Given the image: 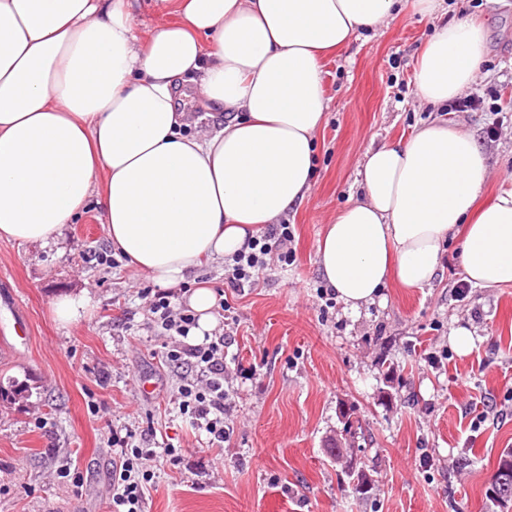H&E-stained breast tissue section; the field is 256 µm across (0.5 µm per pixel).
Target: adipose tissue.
Instances as JSON below:
<instances>
[{
  "label": "adipose tissue",
  "mask_w": 512,
  "mask_h": 512,
  "mask_svg": "<svg viewBox=\"0 0 512 512\" xmlns=\"http://www.w3.org/2000/svg\"><path fill=\"white\" fill-rule=\"evenodd\" d=\"M157 7L177 22L144 32L132 0H0V241L48 244L94 200L114 250L166 289L311 193L322 60L398 0ZM486 46L471 22L440 26L417 60L419 100L465 94ZM190 95L228 121L184 133ZM490 174L475 137L445 122L367 149L360 197L319 241L326 287L354 310L425 287L460 227L465 280L512 287V190L480 203Z\"/></svg>",
  "instance_id": "obj_1"
}]
</instances>
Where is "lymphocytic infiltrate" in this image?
<instances>
[{"mask_svg":"<svg viewBox=\"0 0 512 512\" xmlns=\"http://www.w3.org/2000/svg\"><path fill=\"white\" fill-rule=\"evenodd\" d=\"M293 240L294 235L286 223L273 225L262 235L253 237L246 250L227 262L225 270L231 286L240 290L254 287L270 254H277L281 262L292 264L295 260ZM171 298L170 291L155 289L149 311L154 327L165 338L162 359L167 364L190 370L177 389L179 410L195 427L206 431L211 446L223 447L233 431L224 418L229 399L224 387L225 339L215 335L199 344L188 343L187 338L198 318L190 309L174 307ZM108 441L117 449L110 477V512H143L145 489L154 477V463L163 458L175 465L182 454L174 448L160 453L155 447L137 445L129 433H111Z\"/></svg>","mask_w":512,"mask_h":512,"instance_id":"f902f5d3","label":"lymphocytic infiltrate"}]
</instances>
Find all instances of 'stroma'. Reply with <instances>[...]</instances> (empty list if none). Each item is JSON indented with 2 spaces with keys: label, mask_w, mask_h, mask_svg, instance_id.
I'll list each match as a JSON object with an SVG mask.
<instances>
[{
  "label": "stroma",
  "mask_w": 512,
  "mask_h": 512,
  "mask_svg": "<svg viewBox=\"0 0 512 512\" xmlns=\"http://www.w3.org/2000/svg\"><path fill=\"white\" fill-rule=\"evenodd\" d=\"M444 19L473 21L487 34L480 78L468 91L483 108L418 100L414 68L436 23L402 0L387 25L359 32L324 62L331 107L313 191L285 218L295 262L270 260L257 285L240 292L217 261L179 291L184 304L205 283L230 308L215 328L232 339L224 363L234 432L223 447H208L205 431L179 412L183 371L157 356L143 295L152 282L126 261L101 260L112 247L97 204L58 242H0V385L18 381L32 392L0 400V512H108L114 429H152L189 451L180 465L155 467L145 512H500L486 491L512 448V288L459 295L452 240L425 288L385 289L383 302L356 313L317 295L319 234L359 197L368 148L445 121L485 151L487 194L512 187V0H450ZM64 296L89 299L77 322L56 318ZM17 323L28 326L26 342L12 334ZM460 328L474 344L465 356L453 346ZM146 379L156 385L149 396ZM343 408L360 424L346 452L374 481L365 500L344 462L326 452ZM426 456L432 467H421ZM65 470L83 477L81 495L71 493Z\"/></svg>",
  "instance_id": "stroma-1"
}]
</instances>
